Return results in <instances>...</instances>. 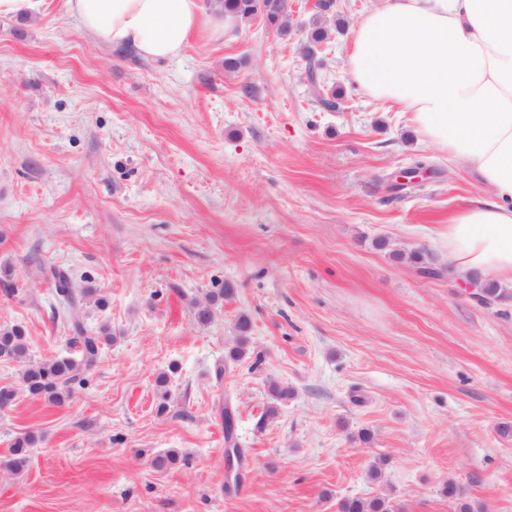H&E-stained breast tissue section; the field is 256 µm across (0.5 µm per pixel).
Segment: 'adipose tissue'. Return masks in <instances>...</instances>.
Masks as SVG:
<instances>
[{
    "instance_id": "obj_1",
    "label": "adipose tissue",
    "mask_w": 512,
    "mask_h": 512,
    "mask_svg": "<svg viewBox=\"0 0 512 512\" xmlns=\"http://www.w3.org/2000/svg\"><path fill=\"white\" fill-rule=\"evenodd\" d=\"M63 9L100 43L153 59L179 56L208 20L200 0H63ZM348 67L487 189L448 219L453 272L512 282V0H385L354 26Z\"/></svg>"
}]
</instances>
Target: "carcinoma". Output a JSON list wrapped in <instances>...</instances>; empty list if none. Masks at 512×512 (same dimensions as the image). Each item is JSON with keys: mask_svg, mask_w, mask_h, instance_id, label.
Wrapping results in <instances>:
<instances>
[{"mask_svg": "<svg viewBox=\"0 0 512 512\" xmlns=\"http://www.w3.org/2000/svg\"><path fill=\"white\" fill-rule=\"evenodd\" d=\"M208 7L214 14L233 17L240 23H248L261 17L280 35L286 36L289 33L288 0H208ZM315 8L306 47L308 57L311 59L315 58V47L327 39L324 23L335 10L334 0H317ZM307 77L321 109L328 112L336 110L339 105V94L324 90L313 62L308 65ZM407 258L421 272L432 275L438 273L432 259L422 251H413L407 255ZM45 275L54 286L57 297L69 308L68 327L73 332L72 342L78 348L79 356H61L49 361L33 363L29 357L26 330L23 326L14 324L0 328V361L23 365V384L27 393L52 404L62 405L70 398L73 385L83 381L82 373L97 364L103 345L111 342L112 336L105 328L97 332L89 330L80 315L83 299L92 293L91 289L76 287V282L71 275L56 267L46 270ZM480 290L483 304L512 297V290L503 288L493 281L480 285ZM236 329L239 333V343L229 352V359L232 361H239L246 355L249 320L244 316L239 317ZM269 395L272 403L268 406L266 414L273 415L277 412L278 405L288 399L289 391L285 386L272 383L269 386ZM224 440L234 449L236 457L242 456L235 437L234 417L227 408L224 409ZM34 442L35 438L31 435L16 440L12 446L11 456L1 461L0 466L15 474L22 472L27 466V448ZM395 509L397 506L391 504V500L385 497L373 499L346 497L337 502V512H395Z\"/></svg>", "mask_w": 512, "mask_h": 512, "instance_id": "obj_1", "label": "carcinoma"}]
</instances>
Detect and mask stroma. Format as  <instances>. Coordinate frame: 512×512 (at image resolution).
<instances>
[{"label":"stroma","mask_w":512,"mask_h":512,"mask_svg":"<svg viewBox=\"0 0 512 512\" xmlns=\"http://www.w3.org/2000/svg\"><path fill=\"white\" fill-rule=\"evenodd\" d=\"M383 2L335 0L344 25L316 54L334 112L306 79L315 0H288V36L258 17L172 60L101 44L62 0L0 18V326L26 328L32 361L73 353L53 266L93 289L81 315L114 336L62 406L0 362L19 391L0 460L37 439L22 475L0 469V512H336L349 496L458 512L451 480L474 512H512V299L479 304L447 270L441 233L478 179L350 77L352 29ZM419 161L433 175L396 188ZM228 282L198 324L193 301ZM273 381L293 395L269 418ZM228 410L245 453L230 492ZM167 451L176 465L154 469Z\"/></svg>","instance_id":"35a3bbf8"}]
</instances>
